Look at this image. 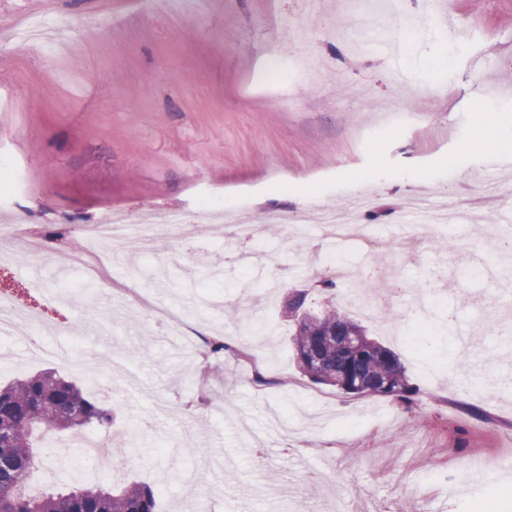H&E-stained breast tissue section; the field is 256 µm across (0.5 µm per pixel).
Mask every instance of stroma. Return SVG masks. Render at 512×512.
<instances>
[{
    "mask_svg": "<svg viewBox=\"0 0 512 512\" xmlns=\"http://www.w3.org/2000/svg\"><path fill=\"white\" fill-rule=\"evenodd\" d=\"M452 14L465 40L429 26ZM321 60L313 76L295 50ZM281 66L280 91L261 73ZM473 152H464L466 144ZM499 157L494 179L481 165ZM16 185L0 196V235L33 227L46 244L87 253L83 232L115 210L133 219L194 211L205 197L241 205L260 232L251 266L240 243L209 225L192 252L162 236L148 254L103 250L108 279L53 277L48 255L6 244L0 289L21 307H76L48 346L91 344L100 370L126 365L103 397L97 376L30 354L26 339L0 340V386L54 371L112 413L90 428L129 450L108 480L157 489V512H331L356 493L401 512H474L487 485L512 487V349L495 326L512 317V282L472 272L470 252L487 227L512 228V0H0V165ZM448 198L474 219L421 237L413 255L358 242L329 251L317 219L270 224L274 197L332 210L359 195L361 221L396 235L414 193ZM120 262H113V255ZM334 255L350 270L397 265L404 292L426 299L423 326L403 319L400 296L380 311L398 336L366 327L396 351L420 402L345 397L297 370L280 302L292 288L326 296ZM137 284L149 306L124 305L117 284ZM188 317L204 337L235 344L247 322L257 343L202 358L168 329L161 310ZM479 407L484 420L471 417ZM39 443L47 489L98 478L82 439L57 432Z\"/></svg>",
    "mask_w": 512,
    "mask_h": 512,
    "instance_id": "stroma-1",
    "label": "stroma"
}]
</instances>
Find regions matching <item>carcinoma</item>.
<instances>
[{
	"label": "carcinoma",
	"instance_id": "1",
	"mask_svg": "<svg viewBox=\"0 0 512 512\" xmlns=\"http://www.w3.org/2000/svg\"><path fill=\"white\" fill-rule=\"evenodd\" d=\"M330 299L320 309L307 308L306 289L289 290L281 315L293 325L291 344L302 374L312 382L335 387L336 371L350 367L354 375L373 388L378 380L388 389L376 392L409 406L419 395L398 354L371 338L365 328L336 304L338 282L320 281ZM317 343L321 360L306 362L304 349ZM112 415L87 399L74 383L54 373H37L0 388V426L12 434L0 435V512H156L157 491L132 482L113 487L85 481L66 493H28L30 473L44 464L33 440L41 428L69 430L77 435L87 427L107 426Z\"/></svg>",
	"mask_w": 512,
	"mask_h": 512
}]
</instances>
